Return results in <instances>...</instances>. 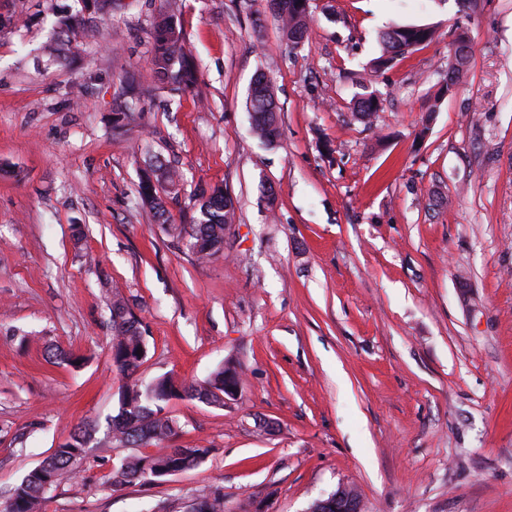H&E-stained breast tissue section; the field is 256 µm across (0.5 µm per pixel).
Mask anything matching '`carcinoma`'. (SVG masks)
I'll return each instance as SVG.
<instances>
[{
    "label": "carcinoma",
    "instance_id": "carcinoma-1",
    "mask_svg": "<svg viewBox=\"0 0 512 512\" xmlns=\"http://www.w3.org/2000/svg\"><path fill=\"white\" fill-rule=\"evenodd\" d=\"M270 6L289 40L297 44L306 38L310 21L308 0H270ZM434 35L432 29L416 31L410 25L387 28L381 34V54L370 62L372 72L391 67ZM148 59L153 73L173 91L191 90L197 83L196 69L184 49L183 29L170 4L153 27ZM254 85L260 99L246 100L253 133L263 145L273 147L280 135L279 107L265 74H256ZM357 108V115L368 119L377 112L379 100L373 93L359 94ZM140 199L155 210L158 217H164L162 201L148 192L146 181L141 184ZM234 221V200L223 188L215 187L202 196L199 217L188 225L187 230L190 249L197 259H207L224 249V230ZM111 319L113 363L131 377L141 365L146 345L139 320L118 293L112 298ZM226 386L240 387L238 373L226 366L202 381L188 384L177 385L166 376L144 385L134 381L122 391L118 413L107 420L104 436L96 445L105 448L119 443L140 448L170 441L177 434V422L164 413L165 405L176 398L190 397L222 406ZM94 431L95 428L88 424L74 428L68 441L59 445L50 457L28 471L11 488L8 498L0 505V512H44L50 491L81 473ZM207 454L206 448H158L147 455L123 459L112 470L110 482L115 488L137 482L150 483L166 471H184L199 466Z\"/></svg>",
    "mask_w": 512,
    "mask_h": 512
}]
</instances>
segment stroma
<instances>
[{
  "instance_id": "35a3bbf8",
  "label": "stroma",
  "mask_w": 512,
  "mask_h": 512,
  "mask_svg": "<svg viewBox=\"0 0 512 512\" xmlns=\"http://www.w3.org/2000/svg\"><path fill=\"white\" fill-rule=\"evenodd\" d=\"M180 4L197 85L173 96L147 63L163 0L94 13L73 64L59 20L83 0H0V502L129 380L229 363L237 398L166 407L173 446L207 449L197 468L115 489L129 448H93L46 512H193L216 492L224 512H308L341 485L362 512H512V0H310L296 47L267 0ZM392 24L435 36L372 73ZM260 72L270 149L246 110ZM162 163L182 177L158 191L164 224L139 204ZM216 185L235 221L201 263L182 228ZM116 290L147 343L132 378ZM253 80L254 84L251 85L250 93H252L255 85V92L258 93V96L262 97V99H251L248 94L246 100V108L250 112L252 119L253 133L263 145L273 147L276 145L280 135L277 114L280 108L275 101L270 81L266 75L258 73ZM111 319L113 363L128 377H132L146 354V345L139 328V320L130 310L120 294L112 298ZM140 350V354H137Z\"/></svg>"
}]
</instances>
